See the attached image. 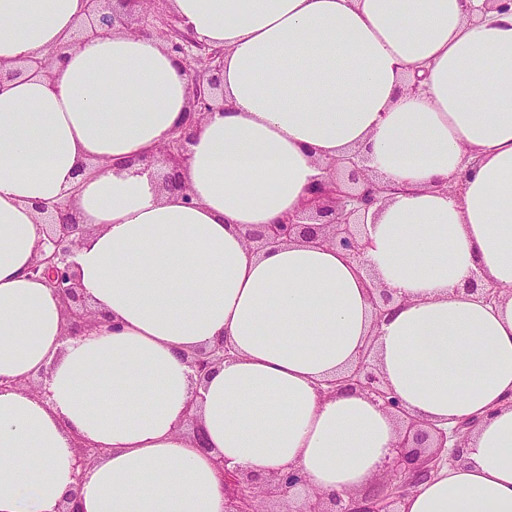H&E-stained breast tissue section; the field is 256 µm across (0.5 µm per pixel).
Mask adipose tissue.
Instances as JSON below:
<instances>
[{
  "label": "adipose tissue",
  "mask_w": 512,
  "mask_h": 512,
  "mask_svg": "<svg viewBox=\"0 0 512 512\" xmlns=\"http://www.w3.org/2000/svg\"><path fill=\"white\" fill-rule=\"evenodd\" d=\"M172 6L224 49L227 106L189 145L190 205L131 165L188 109L181 64L97 27L70 46L83 0H0V62L57 55L0 87V512H56L79 438L103 450L81 512H224L220 458L361 497L396 423L316 385L369 348L412 416L479 420L462 462L402 512H512V11L473 24L461 0ZM355 151L400 188L367 218L369 266L403 297L376 337L370 281L340 250L255 255L243 235L300 207L318 162ZM59 201L90 229L74 273L114 330L64 339L58 296L29 272L36 206ZM473 277L499 301L466 292ZM219 339L235 358L195 381L185 355ZM47 366L45 401L23 384ZM192 402L201 447L183 431Z\"/></svg>",
  "instance_id": "1"
}]
</instances>
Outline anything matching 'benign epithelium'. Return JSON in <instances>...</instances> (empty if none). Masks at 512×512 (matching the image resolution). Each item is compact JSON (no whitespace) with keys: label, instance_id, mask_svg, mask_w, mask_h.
Wrapping results in <instances>:
<instances>
[{"label":"benign epithelium","instance_id":"1","mask_svg":"<svg viewBox=\"0 0 512 512\" xmlns=\"http://www.w3.org/2000/svg\"><path fill=\"white\" fill-rule=\"evenodd\" d=\"M161 3L168 5L170 0H86L83 24H97L113 33L152 36L181 63L189 86V110L168 141L138 157L137 163L143 171L168 170L163 178L164 187L180 192L190 204L192 197L182 182L180 170L189 160L192 128L206 115L225 109L221 89L224 48L198 39L173 9L159 11ZM27 62L24 58L9 68L0 64V84L25 75L29 71ZM318 168L321 174L307 188V203L275 224L246 229L248 246L258 253L298 238L314 244L328 243L344 251L364 269L368 241L363 238L362 228L367 213L371 207L384 203L398 188L374 180L358 152L344 159L325 161ZM38 210L42 223L47 226L49 248L40 251L29 273L60 298L66 320L64 338H75L102 324L80 292L70 261L90 229L79 222L67 204H42ZM467 291L479 294L488 303L498 301L502 293L495 285L480 284L475 279L468 282ZM369 298L375 312L373 329L378 330L396 297L388 289L376 286L370 289ZM229 357L231 347L221 340L208 350L191 353L186 363L193 375L201 379ZM49 378L47 367L29 380L27 386L47 397ZM339 385L359 391L398 419L394 455L380 473L384 481L363 497L351 496L346 500L339 494L326 497L308 488L307 479L298 471L261 481L240 468L227 467L221 459L217 466L224 479V512H401L402 500L412 489L443 466L462 460L461 452L476 420L461 421L448 431L411 417L388 387L370 353H365L346 375L318 385L317 391L331 396ZM102 454V449L83 442L76 445L74 479L77 483H82Z\"/></svg>","mask_w":512,"mask_h":512}]
</instances>
